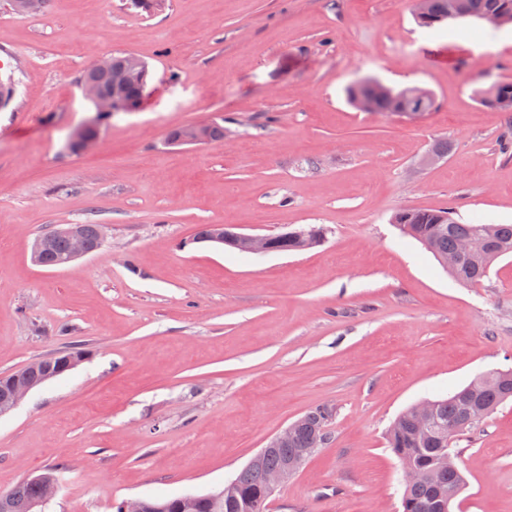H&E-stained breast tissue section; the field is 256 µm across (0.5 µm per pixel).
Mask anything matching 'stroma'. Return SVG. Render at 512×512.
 <instances>
[{
    "label": "stroma",
    "mask_w": 512,
    "mask_h": 512,
    "mask_svg": "<svg viewBox=\"0 0 512 512\" xmlns=\"http://www.w3.org/2000/svg\"><path fill=\"white\" fill-rule=\"evenodd\" d=\"M120 53L150 69L144 107L72 153L83 73ZM0 71L16 87L0 112V376L85 352L0 417V492L53 471L48 512L206 493L323 407L326 443L267 512H399L393 421L512 368V256L462 286L393 222L449 207L512 224V112L476 95L512 83V26L426 29L412 0H48L36 15L0 0ZM367 78L433 108L359 111L346 90ZM210 123L222 140L168 142ZM87 223L107 227L100 250L32 262L36 237ZM202 224L324 239L253 255L194 243ZM454 453L460 512H512V402ZM300 232L301 236L297 238L288 239V245L284 249L285 251H304L319 245L324 237V231L320 227H309L308 230L299 231H288L284 233Z\"/></svg>",
    "instance_id": "stroma-1"
}]
</instances>
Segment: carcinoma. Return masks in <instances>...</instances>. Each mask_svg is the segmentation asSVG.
<instances>
[{"instance_id": "cac0c4a2", "label": "carcinoma", "mask_w": 512, "mask_h": 512, "mask_svg": "<svg viewBox=\"0 0 512 512\" xmlns=\"http://www.w3.org/2000/svg\"><path fill=\"white\" fill-rule=\"evenodd\" d=\"M453 0H429L427 12L415 14L418 23L432 28L448 20ZM466 17L494 23L507 13L512 16V0H460ZM383 84L373 80L367 84L355 83L348 88L351 103L368 99L375 112L411 115L431 111L432 99L423 104L414 102L406 90L382 92ZM482 104L500 110L512 109V84L500 83L478 91ZM125 103L134 107L143 105L139 80L132 77L125 90ZM395 223L402 233L418 241L437 261L448 268V257L457 253L461 242L472 245L471 252L460 258L450 274L460 283H480L492 264L503 256L512 255V224H487L480 220L460 224L453 220L451 211L442 209H406L395 215ZM324 237L320 227L301 231V236L288 240L286 251H304L319 245ZM69 240L55 236L43 262L54 265L69 251ZM45 369L40 361H34L12 373L22 380L41 381ZM512 398V374L503 376L496 371L486 372L474 378L466 387L446 398L429 399L431 405V429L426 437L416 430L410 410H405L392 423L387 432L388 447L398 458L406 457L422 470L425 479L416 484L404 485L401 496V512H432L437 494L448 491V486H465L460 469L448 468V456L453 454L452 445L462 433L454 431L460 422L471 421V427L483 422L494 410ZM329 412L325 408L312 410L300 418L298 427L288 442L265 453L253 464L246 465L237 475L235 490L223 497L211 500L205 496L185 504L183 512H254L253 503L263 493L265 476L280 468L285 461L298 455L303 448L312 446L318 436L325 435ZM44 485L29 478L8 492L18 504L43 497Z\"/></svg>"}]
</instances>
